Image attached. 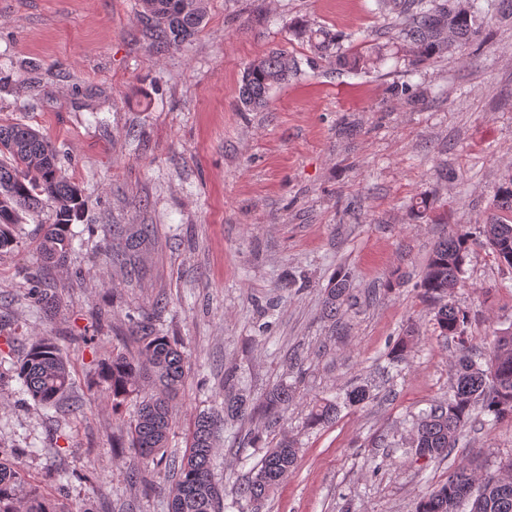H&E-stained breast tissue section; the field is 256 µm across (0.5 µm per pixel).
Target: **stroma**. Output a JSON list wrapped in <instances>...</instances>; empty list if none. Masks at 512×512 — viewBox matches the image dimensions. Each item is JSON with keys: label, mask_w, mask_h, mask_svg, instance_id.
Here are the masks:
<instances>
[{"label": "stroma", "mask_w": 512, "mask_h": 512, "mask_svg": "<svg viewBox=\"0 0 512 512\" xmlns=\"http://www.w3.org/2000/svg\"><path fill=\"white\" fill-rule=\"evenodd\" d=\"M139 11L138 0H0V124L43 133L85 199L66 266L40 262L44 214L24 216L0 252V458L39 481L64 475L69 512H168L172 469L151 465L130 481L113 448L122 422L98 385L102 363L134 351L148 320L188 362L168 461L183 456L197 413L223 409L232 379L254 400L279 384L295 392L277 424L256 413L223 425L214 472L224 512H414L461 462L507 468L512 422L485 415L448 457L406 449L455 372V343L415 284L441 238L495 214L512 174V14H492L462 51L414 67L376 0H207L202 28L179 49ZM303 22L370 64L349 72L316 58ZM276 50L297 60L296 75L265 108L239 111L245 66ZM143 224L130 251L111 232ZM341 270L351 297L332 319L322 294ZM35 272L54 310L30 297ZM450 300L469 311L477 348L488 331H512V269L490 250L473 248ZM34 336L70 357L68 411L35 403L14 370ZM401 339L407 352L390 361ZM359 385L373 401L346 405ZM325 400L339 403L336 419L309 426ZM284 436L299 447L295 470L261 505L240 498Z\"/></svg>", "instance_id": "obj_1"}]
</instances>
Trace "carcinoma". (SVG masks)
<instances>
[{
    "label": "carcinoma",
    "mask_w": 512,
    "mask_h": 512,
    "mask_svg": "<svg viewBox=\"0 0 512 512\" xmlns=\"http://www.w3.org/2000/svg\"><path fill=\"white\" fill-rule=\"evenodd\" d=\"M192 0H140L141 13L168 46H180L202 27L206 12L191 8ZM399 19V37L409 47L411 62L422 64L445 53L461 50L481 33L482 17L492 10L512 12V0H392ZM311 52L321 58L332 53L336 61L358 66L364 57L350 53L336 35L319 27L303 25ZM297 71L295 59L276 51L251 61L239 89L241 112L264 106L270 90L284 84ZM84 201L78 184L62 174L51 142L38 131L19 123L0 125V251L13 248L21 215H39L49 208L51 222L44 225L39 252L45 265H66L71 249V224L82 212ZM496 205L512 213V177L498 187ZM489 247L501 265L512 269V221L493 218L491 224L462 228L433 248L417 287L424 300L435 305L441 335L456 339V373L452 394L413 424L410 450L420 457H446L456 447L466 422L476 410L494 420H512V332L494 336L486 365L473 359V345L466 336L468 315L448 302L450 290L460 282L466 258L475 244ZM347 276L332 279L324 290L326 315L334 318L347 297ZM137 351L116 352L101 368L106 397L113 413L120 415L129 403L134 411L123 421L127 447L133 451L127 467L134 473L140 465H159L164 459L175 405L187 374V360L177 339L157 333L141 321L137 324ZM16 373L33 400L61 408L74 386L69 359L50 336L31 338L29 349L17 362ZM294 394L288 387L271 388L255 405L229 396L224 413L203 412L196 416L188 434V448L172 461L176 478L169 488L170 512H221L222 494L214 474L216 438L227 419L259 410L278 421ZM326 401L315 406L311 421L319 423L337 412ZM298 448L293 439L281 437L239 488V495L252 502L266 498L295 468ZM470 512H512V477L482 472L467 462L448 482L425 493L416 512H460L464 503ZM0 512H67L49 491L31 482V477L12 464L0 461Z\"/></svg>",
    "instance_id": "carcinoma-1"
}]
</instances>
